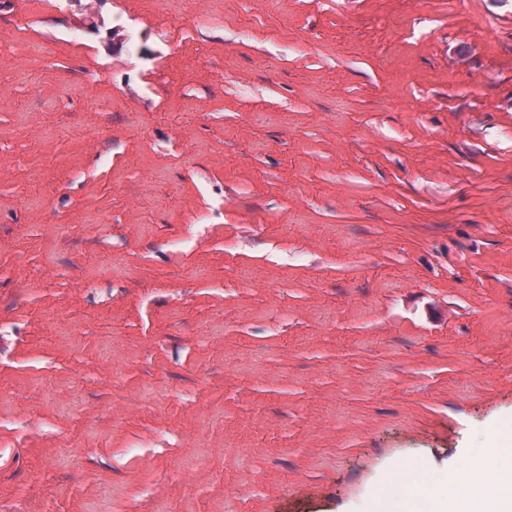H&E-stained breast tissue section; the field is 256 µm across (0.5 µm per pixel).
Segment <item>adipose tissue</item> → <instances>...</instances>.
Wrapping results in <instances>:
<instances>
[{
	"label": "adipose tissue",
	"instance_id": "obj_1",
	"mask_svg": "<svg viewBox=\"0 0 512 512\" xmlns=\"http://www.w3.org/2000/svg\"><path fill=\"white\" fill-rule=\"evenodd\" d=\"M493 473H486L482 460L470 458L448 475L447 484L426 492V512H512V433L503 432L492 457ZM468 484L475 492L469 497L453 495V486Z\"/></svg>",
	"mask_w": 512,
	"mask_h": 512
}]
</instances>
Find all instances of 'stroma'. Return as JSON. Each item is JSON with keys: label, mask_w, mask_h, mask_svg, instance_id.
I'll use <instances>...</instances> for the list:
<instances>
[{"label": "stroma", "mask_w": 512, "mask_h": 512, "mask_svg": "<svg viewBox=\"0 0 512 512\" xmlns=\"http://www.w3.org/2000/svg\"><path fill=\"white\" fill-rule=\"evenodd\" d=\"M0 0V512H414L512 417V0Z\"/></svg>", "instance_id": "obj_1"}]
</instances>
